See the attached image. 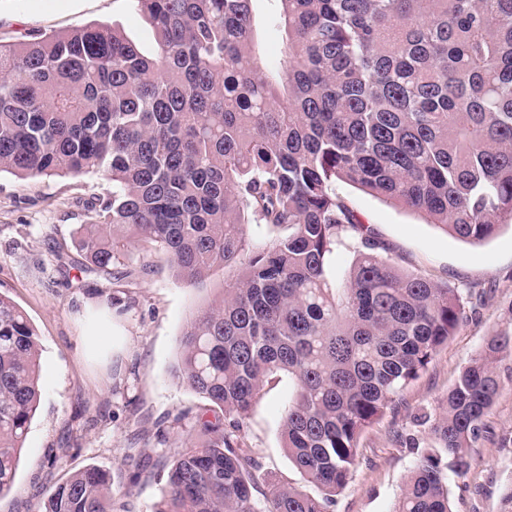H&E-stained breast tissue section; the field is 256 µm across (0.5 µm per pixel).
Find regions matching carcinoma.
Listing matches in <instances>:
<instances>
[{"label":"carcinoma","instance_id":"obj_1","mask_svg":"<svg viewBox=\"0 0 512 512\" xmlns=\"http://www.w3.org/2000/svg\"><path fill=\"white\" fill-rule=\"evenodd\" d=\"M143 53L91 23L0 44V173H101L86 201L83 261L110 278L132 245H156L176 277L235 282L187 323L175 372L205 398L152 512H329L362 433L448 343L458 291L399 269L333 185L345 182L480 243L512 218V0H274L285 50L265 61L253 0H135ZM283 233L252 245L246 228ZM354 239L344 283L329 273ZM492 337L431 422L394 512H451L448 481L500 383ZM293 380L283 448L312 494L272 484L238 433L265 384ZM40 345L0 294V497L9 494L41 400ZM37 512H113L110 478L74 472Z\"/></svg>","mask_w":512,"mask_h":512}]
</instances>
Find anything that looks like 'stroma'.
<instances>
[{"mask_svg": "<svg viewBox=\"0 0 512 512\" xmlns=\"http://www.w3.org/2000/svg\"><path fill=\"white\" fill-rule=\"evenodd\" d=\"M91 22L117 24L144 51L153 49L133 0H0V42L6 44ZM335 189L391 245L395 265L458 288L465 299L455 336L395 410L360 437L358 464L330 508L392 512L417 460L407 437L431 442L419 416L437 409L492 336L512 335V224L471 244L348 184ZM111 192V180L98 173L0 175V294L25 312L38 334L42 389L15 489L0 498V512H36L35 491H49L87 466L109 476L126 512H150L160 485L141 478V470H162L206 405L173 367L187 319L218 298L235 273L220 268L205 286H194L175 279L161 250L134 247L120 265L122 281L85 270L73 232L95 220L84 200ZM494 368L500 389L471 449V470L448 483L453 512H512V355ZM288 388L287 379L271 380L241 432L260 463L263 485L302 482L281 444Z\"/></svg>", "mask_w": 512, "mask_h": 512, "instance_id": "stroma-1", "label": "stroma"}]
</instances>
